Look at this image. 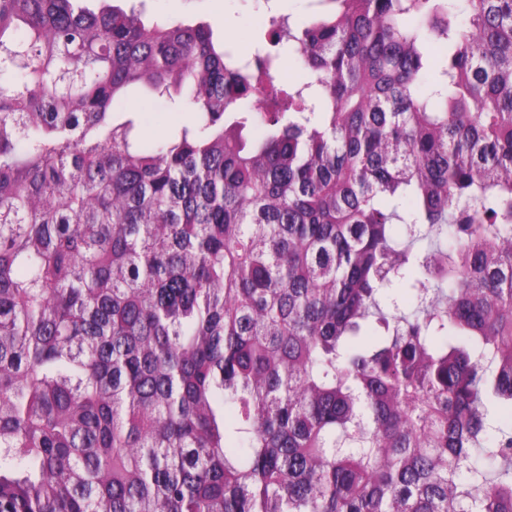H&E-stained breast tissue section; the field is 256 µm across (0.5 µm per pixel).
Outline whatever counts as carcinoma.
Masks as SVG:
<instances>
[{
  "label": "carcinoma",
  "instance_id": "obj_1",
  "mask_svg": "<svg viewBox=\"0 0 512 512\" xmlns=\"http://www.w3.org/2000/svg\"><path fill=\"white\" fill-rule=\"evenodd\" d=\"M81 2L0 0V512H512V0ZM143 1V2H140ZM128 0L127 8L142 10L147 18L174 17L204 21L214 35L237 51H248L262 41L270 15H290L302 21L321 9L318 0ZM128 112H137L128 114L137 118L138 123L142 129H149L154 131H164L170 125L177 123L184 117L179 115H165L155 114L151 112V108L148 103L144 101L132 100L128 105Z\"/></svg>",
  "mask_w": 512,
  "mask_h": 512
}]
</instances>
